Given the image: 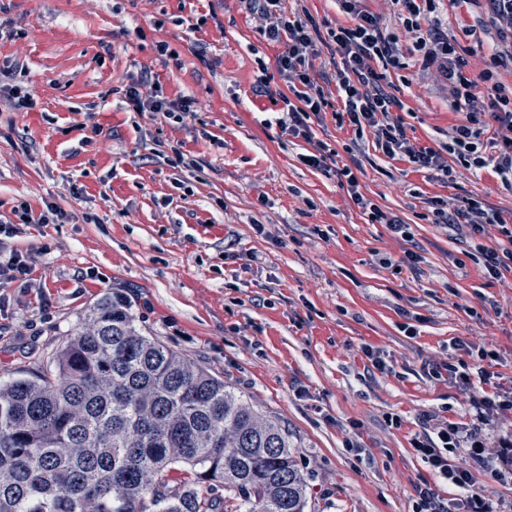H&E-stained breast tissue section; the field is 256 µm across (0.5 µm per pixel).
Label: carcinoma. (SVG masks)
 <instances>
[{
  "mask_svg": "<svg viewBox=\"0 0 512 512\" xmlns=\"http://www.w3.org/2000/svg\"><path fill=\"white\" fill-rule=\"evenodd\" d=\"M288 429L99 300L54 370L0 384V512H305Z\"/></svg>",
  "mask_w": 512,
  "mask_h": 512,
  "instance_id": "1",
  "label": "carcinoma"
}]
</instances>
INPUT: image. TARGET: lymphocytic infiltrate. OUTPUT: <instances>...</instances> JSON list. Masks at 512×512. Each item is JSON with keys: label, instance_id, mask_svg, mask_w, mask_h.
I'll return each mask as SVG.
<instances>
[{"label": "lymphocytic infiltrate", "instance_id": "lymphocytic-infiltrate-1", "mask_svg": "<svg viewBox=\"0 0 512 512\" xmlns=\"http://www.w3.org/2000/svg\"><path fill=\"white\" fill-rule=\"evenodd\" d=\"M402 10L400 20L406 36L414 41L425 66L435 67L447 83L453 109H466L463 123L453 125L443 150L415 145L407 138L400 119L392 115L399 106L397 97L387 92L392 71L403 69L398 38L389 34L377 15L364 9L361 0H337L351 22L337 26L331 33L334 51L341 66L333 76L339 107H332L324 88L309 74L319 50L311 34L313 22L299 13L287 11L283 0H246L261 21L260 31L271 43L280 44L277 70L289 93L282 96L283 107L275 119L282 132L311 140L312 118L332 111L337 126L352 127L354 137L347 152L362 149L364 137H371L375 149L388 158H402L417 169L440 172L444 182L454 180L447 155H456L473 171L493 167L503 184L512 186V94L495 75L504 59L512 60V0H450L455 7L486 4L487 17L500 39L480 81L464 73L460 46L442 29L440 19L432 15L434 0H392ZM151 77L142 73L123 91L127 108L134 112H157L175 123L184 122L191 112L190 100H166L150 90ZM433 222L445 229L469 228L480 235L486 226H497L502 240L497 247L475 244L472 259L487 277L499 280L512 274V224L501 214L473 198L459 203L435 197L430 201ZM454 356L447 363L435 364L430 377L449 375L463 390L474 385L490 386L492 372L484 363L493 352L487 347H471L455 342ZM512 411V391L493 389L473 397L464 420L440 419L430 431L415 438L413 447L433 471L458 492L463 512H499L492 498L474 490L471 465L494 462V474L512 476V428L501 429L488 439L499 414Z\"/></svg>", "mask_w": 512, "mask_h": 512}]
</instances>
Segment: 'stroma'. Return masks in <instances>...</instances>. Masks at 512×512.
Segmentation results:
<instances>
[{"label":"stroma","mask_w":512,"mask_h":512,"mask_svg":"<svg viewBox=\"0 0 512 512\" xmlns=\"http://www.w3.org/2000/svg\"><path fill=\"white\" fill-rule=\"evenodd\" d=\"M287 5L314 21V76L323 79L334 70L330 33L350 18L336 0ZM362 5L399 37L406 69L392 81L408 138L446 144L464 112L404 37L397 6ZM435 14L458 37L467 75L478 76L495 36L477 42L463 31L481 9L435 0ZM280 51L243 0H0V65L23 62L17 80L37 94L28 112L0 98V215L21 200L68 215L19 225L8 241L31 254L32 273L30 288H7L0 310V381L35 377L86 311L119 293L144 334L286 426L307 512H414L421 480L449 496L413 448L424 414H459L472 398L451 378L429 377L428 365L446 361L454 341L489 342L490 371L512 386V277L486 278L469 257V231L432 224L429 201L475 196L512 224V188L453 155L446 184L369 148L360 189L412 239L369 223L336 175L351 161V127L328 113L313 122L333 156L326 169L310 168L299 159L308 143L270 123L278 104L253 94L263 68L271 90L285 91ZM144 71L160 97L191 99L194 118L174 124L127 110L122 91ZM179 151L194 167L171 165ZM410 244L423 257L415 270L397 264ZM391 415L401 426L388 424Z\"/></svg>","instance_id":"obj_1"}]
</instances>
